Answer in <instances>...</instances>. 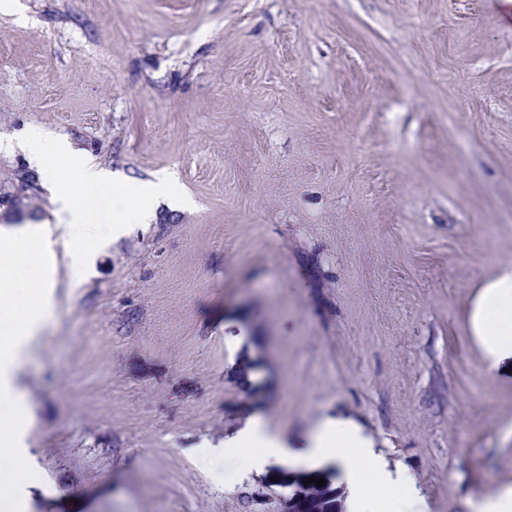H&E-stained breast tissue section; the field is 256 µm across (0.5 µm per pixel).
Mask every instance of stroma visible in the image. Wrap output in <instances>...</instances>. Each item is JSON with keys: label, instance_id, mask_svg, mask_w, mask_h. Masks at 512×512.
<instances>
[{"label": "stroma", "instance_id": "1", "mask_svg": "<svg viewBox=\"0 0 512 512\" xmlns=\"http://www.w3.org/2000/svg\"><path fill=\"white\" fill-rule=\"evenodd\" d=\"M39 129L190 205L56 251L0 512H281L223 451L258 414L357 425L431 512L512 487V358L470 326L512 258V0H11L0 227L60 222Z\"/></svg>", "mask_w": 512, "mask_h": 512}]
</instances>
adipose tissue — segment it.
<instances>
[{"label":"adipose tissue","instance_id":"1","mask_svg":"<svg viewBox=\"0 0 512 512\" xmlns=\"http://www.w3.org/2000/svg\"><path fill=\"white\" fill-rule=\"evenodd\" d=\"M28 147L47 175L55 203L72 216L62 236L63 247L72 262H81L84 256L85 215L73 205L74 196L82 190L112 189L113 201L124 209V221L128 224H149L156 217L151 207L129 209L128 203L136 195L172 206L179 202L169 191L167 175L159 174L154 180L132 185L87 157L77 156L70 143L60 137L35 133L29 138ZM33 236L44 247H52L53 231L45 224L34 225L26 232L0 230V429L9 431L15 441L19 440L20 431L14 423L21 418L26 399L14 379L31 345L41 338L49 323L50 300L46 290L54 285L50 269L42 266L40 260L32 259L25 248ZM28 262L36 267L40 285L22 294L12 280L16 269ZM471 326L488 361L495 363L504 355L512 356V261H502L496 276L482 287L471 313ZM336 433L343 436V444H332ZM245 443L259 449L248 462L249 468L256 471L272 459L311 467L335 466L347 486L349 512H384L393 504L397 505V512H430L429 505L414 495L412 479L392 476L369 440L353 424L324 421L310 433L306 449L294 454L285 447L281 436L269 431L258 417L231 445L236 448Z\"/></svg>","mask_w":512,"mask_h":512}]
</instances>
